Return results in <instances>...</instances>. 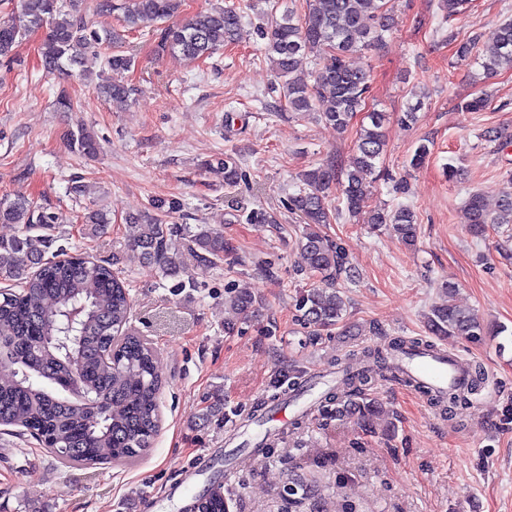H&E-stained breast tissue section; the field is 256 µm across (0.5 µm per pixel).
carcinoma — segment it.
Here are the masks:
<instances>
[{
    "instance_id": "1",
    "label": "carcinoma",
    "mask_w": 512,
    "mask_h": 512,
    "mask_svg": "<svg viewBox=\"0 0 512 512\" xmlns=\"http://www.w3.org/2000/svg\"><path fill=\"white\" fill-rule=\"evenodd\" d=\"M181 0H123L122 22L129 29L145 21L168 20L178 13ZM243 15L235 7H216L199 12L188 20L161 30L158 51L178 52L189 59L207 58L224 45L238 42ZM396 25L388 0H308L306 10L296 16L285 10L271 17L260 29L265 52L288 107L295 112L320 113L338 129L348 127L365 111L371 84V68L353 65L352 58L377 47L383 33ZM47 29L40 47L43 68L49 74L62 73L72 66H84L90 57L101 56L104 44H118L120 34L105 33L88 26L81 16L53 5V0H20V9L9 21L0 22V58L12 55L22 36ZM311 53L319 59L309 85L296 77L299 57ZM456 55L472 61L486 79L503 70H512V18L503 20L489 45L480 46L475 35L459 43ZM135 64L133 56L115 49L104 57L111 75L103 79V90L114 101L126 100L132 89L124 74ZM368 122L360 125L354 143L353 165L343 169L330 158L322 166L301 175L302 189L289 205L301 214L306 231L299 241L310 273L325 282L346 275L355 278L346 266L342 248L330 243L316 230L333 219L325 192L334 183L341 187L346 211L360 216L363 223L386 225L406 244L418 233L417 218L407 206L388 209L370 206L371 188L380 176L377 162L385 151V113L366 111ZM69 146L86 157L99 151L97 141L80 128L69 135ZM224 169V181L234 185L241 177L230 154L217 160ZM178 201H153L150 210L129 217L137 234L126 241V249L138 259L156 265L176 286L193 285L180 278L174 252L186 247L199 261L215 265L224 258V236L210 224L190 227L171 221L179 212ZM464 223L474 235L493 226L512 224V180L503 188L498 205L491 210L482 197L471 194L463 207ZM0 223L19 226L17 235L0 239V425L19 426L61 459L72 464L125 463L141 456L152 446L159 430L158 402L160 375L151 343L127 331L130 315L129 284L105 262H91L72 255L58 261L46 256L54 231L55 216L23 195L0 199ZM81 223L100 228L112 223L102 208L84 207ZM443 290L448 302L435 305L427 314L433 336H460L471 340L491 334L471 312L453 302L455 287ZM79 311L73 318L71 313ZM297 319L306 326L324 329L339 324L346 312L340 291L330 287L304 290L295 303ZM433 350L427 342L396 337L364 357L396 373L401 355ZM73 373L82 382L76 396L46 373ZM470 384L446 393L418 386L430 404L451 414L468 394L485 381L476 367ZM369 371L349 372L344 385L354 399L336 407L335 417L352 418L363 427H373L379 407L367 400ZM109 405L101 413L100 407ZM198 512H225L220 484L194 497Z\"/></svg>"
}]
</instances>
